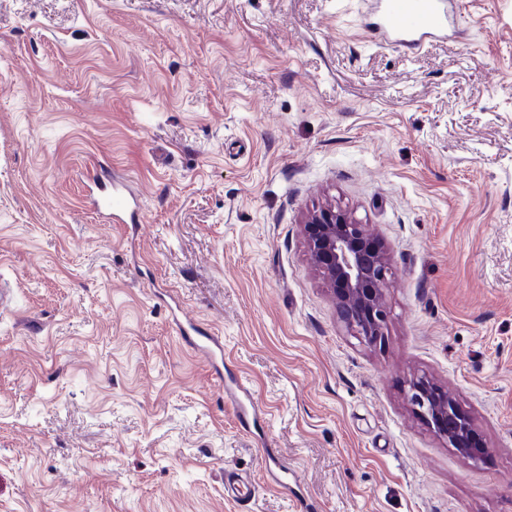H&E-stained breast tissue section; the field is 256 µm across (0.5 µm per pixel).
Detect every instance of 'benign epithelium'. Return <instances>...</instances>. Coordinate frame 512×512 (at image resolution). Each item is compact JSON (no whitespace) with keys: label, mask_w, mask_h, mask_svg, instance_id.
Here are the masks:
<instances>
[{"label":"benign epithelium","mask_w":512,"mask_h":512,"mask_svg":"<svg viewBox=\"0 0 512 512\" xmlns=\"http://www.w3.org/2000/svg\"><path fill=\"white\" fill-rule=\"evenodd\" d=\"M315 267L336 300L348 331L368 346L381 343L387 324L384 287L392 275L383 248L352 210L325 202L301 218ZM406 398L425 424L464 459L479 464L490 454L471 418L448 391L423 377L409 380Z\"/></svg>","instance_id":"obj_1"}]
</instances>
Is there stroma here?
Listing matches in <instances>:
<instances>
[{"label":"stroma","instance_id":"stroma-1","mask_svg":"<svg viewBox=\"0 0 512 512\" xmlns=\"http://www.w3.org/2000/svg\"><path fill=\"white\" fill-rule=\"evenodd\" d=\"M457 5L410 49L371 0H0V512H512V0ZM327 201L389 256L380 346L310 261ZM90 204L100 213L112 215L114 221L123 224L140 222L137 200L127 193L126 186L117 180H100L97 177L89 191ZM406 398L420 419L464 459L479 464L489 457L490 448L476 435L471 418L440 385L412 378Z\"/></svg>","mask_w":512,"mask_h":512}]
</instances>
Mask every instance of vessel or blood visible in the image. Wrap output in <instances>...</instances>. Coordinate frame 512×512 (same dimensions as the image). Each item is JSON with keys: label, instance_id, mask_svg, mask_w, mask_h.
Returning a JSON list of instances; mask_svg holds the SVG:
<instances>
[{"label": "vessel or blood", "instance_id": "obj_1", "mask_svg": "<svg viewBox=\"0 0 512 512\" xmlns=\"http://www.w3.org/2000/svg\"><path fill=\"white\" fill-rule=\"evenodd\" d=\"M457 22L455 0H385L381 25L411 46H421L425 37L442 32ZM92 207L124 224L141 220L137 200L117 180H94L89 191Z\"/></svg>", "mask_w": 512, "mask_h": 512}]
</instances>
